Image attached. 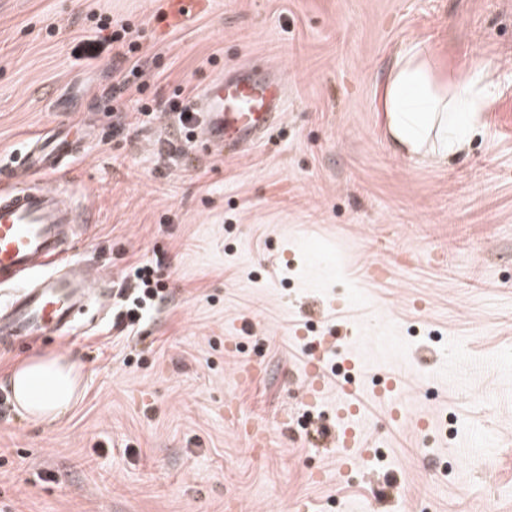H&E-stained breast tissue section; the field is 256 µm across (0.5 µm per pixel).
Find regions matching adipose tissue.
<instances>
[{
  "mask_svg": "<svg viewBox=\"0 0 512 512\" xmlns=\"http://www.w3.org/2000/svg\"><path fill=\"white\" fill-rule=\"evenodd\" d=\"M493 86L484 72L449 75L427 42L401 46L382 83L381 110L396 151L448 159L462 152L483 125ZM83 379L80 362L62 356H35L6 378L16 410L50 423L68 411Z\"/></svg>",
  "mask_w": 512,
  "mask_h": 512,
  "instance_id": "1",
  "label": "adipose tissue"
}]
</instances>
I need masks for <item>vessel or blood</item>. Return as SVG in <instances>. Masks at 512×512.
Listing matches in <instances>:
<instances>
[{
    "label": "vessel or blood",
    "instance_id": "b4317fda",
    "mask_svg": "<svg viewBox=\"0 0 512 512\" xmlns=\"http://www.w3.org/2000/svg\"><path fill=\"white\" fill-rule=\"evenodd\" d=\"M167 4L169 22L185 24L205 8L207 0H167ZM284 96L283 79L275 72L257 75L244 70L213 79L198 103L205 114L202 135L226 148L247 147L280 119ZM77 144L67 134L38 137L18 172L10 174L9 188L0 191V284L25 273L38 275L0 305L1 336L62 335L87 304L91 288L105 279L99 270L79 262L68 264L63 273L38 274L48 258L69 244L73 225L88 221L89 208L74 205L60 186L46 181ZM359 412L349 399L337 400L340 447L355 444Z\"/></svg>",
    "mask_w": 512,
    "mask_h": 512
}]
</instances>
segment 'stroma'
I'll list each match as a JSON object with an SVG mask.
<instances>
[{"label": "stroma", "instance_id": "obj_1", "mask_svg": "<svg viewBox=\"0 0 512 512\" xmlns=\"http://www.w3.org/2000/svg\"><path fill=\"white\" fill-rule=\"evenodd\" d=\"M104 18L139 30L146 77L115 48L84 55ZM413 39L493 73L481 133L444 165L395 152L379 110ZM243 68L286 86L251 147L211 151L164 117ZM80 126L65 186L94 221L71 256L110 285L67 337L0 346V382L34 354L85 367L53 423L0 414V512H229L235 495L247 512H512V0H208L181 27L164 0H0V170ZM158 257L166 301L113 335L124 270ZM309 337L335 346L313 404L295 393ZM352 339L370 453L346 471L324 433ZM387 374L407 420L374 398ZM231 404L268 424L266 450Z\"/></svg>", "mask_w": 512, "mask_h": 512}]
</instances>
